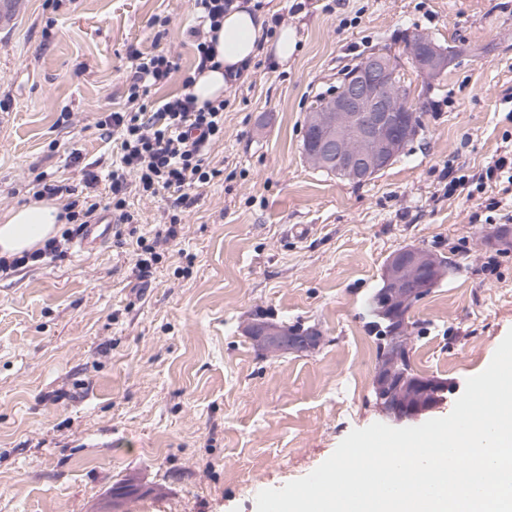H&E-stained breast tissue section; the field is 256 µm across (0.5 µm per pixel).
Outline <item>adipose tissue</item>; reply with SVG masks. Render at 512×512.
Listing matches in <instances>:
<instances>
[{
	"instance_id": "obj_1",
	"label": "adipose tissue",
	"mask_w": 512,
	"mask_h": 512,
	"mask_svg": "<svg viewBox=\"0 0 512 512\" xmlns=\"http://www.w3.org/2000/svg\"><path fill=\"white\" fill-rule=\"evenodd\" d=\"M269 26L268 12L250 0H235L216 34L218 68L196 75L191 87L198 104L222 99L233 74L247 70L258 55L270 53L280 64L288 63L296 51L295 31L282 26L272 34ZM59 213L58 205L47 199H33L1 213L0 256L9 257L41 247L58 234Z\"/></svg>"
}]
</instances>
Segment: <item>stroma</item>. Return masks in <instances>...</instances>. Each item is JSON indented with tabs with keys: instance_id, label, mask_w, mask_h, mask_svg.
Here are the masks:
<instances>
[{
	"instance_id": "1",
	"label": "stroma",
	"mask_w": 512,
	"mask_h": 512,
	"mask_svg": "<svg viewBox=\"0 0 512 512\" xmlns=\"http://www.w3.org/2000/svg\"><path fill=\"white\" fill-rule=\"evenodd\" d=\"M291 5L260 0L297 50L285 65L260 57L226 90L220 174L148 287L112 242L0 280V512H256L261 490L388 423L368 302L403 247L456 264L405 330L415 371L448 383L425 419L452 411L512 330V222L449 196L446 177L512 150V0ZM193 24L190 0H0V212L26 204L39 175L78 185L72 150L111 160L96 123L125 98L131 50L192 69ZM417 31L461 53L424 92L402 154L360 184L309 165L315 102L343 68ZM295 224L309 234L295 239ZM249 321L312 326L322 342L265 353Z\"/></svg>"
}]
</instances>
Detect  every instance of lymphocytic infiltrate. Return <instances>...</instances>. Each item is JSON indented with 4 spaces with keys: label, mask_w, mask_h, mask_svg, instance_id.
Here are the masks:
<instances>
[{
    "label": "lymphocytic infiltrate",
    "mask_w": 512,
    "mask_h": 512,
    "mask_svg": "<svg viewBox=\"0 0 512 512\" xmlns=\"http://www.w3.org/2000/svg\"><path fill=\"white\" fill-rule=\"evenodd\" d=\"M235 0H193L199 24L190 32L195 42L196 72H203L215 59L212 42L207 35L219 27L224 14ZM134 63L127 77L125 104L101 118L97 127L103 138L112 139L116 158L110 174V197L101 201L98 175L82 172V188L74 190L60 181L39 180L36 193L62 203L61 220L66 223L60 237L48 240L43 247L13 259L0 258V278L18 269L64 255L65 246L90 222L100 208L111 210L115 219L112 235L122 238L124 225L133 223L128 196L155 195L159 190L173 191L175 206L192 203V190L208 185L219 171L213 166L211 151L224 139V111L227 100L197 106L191 92V76H179L177 63L167 53H145L132 50ZM180 79L179 94L152 103L149 94L153 87ZM180 224L178 215H169L155 228L151 236H138L132 250L140 282H148L152 267L170 240L176 238Z\"/></svg>",
    "instance_id": "1"
}]
</instances>
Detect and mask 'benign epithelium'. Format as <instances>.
<instances>
[{"mask_svg": "<svg viewBox=\"0 0 512 512\" xmlns=\"http://www.w3.org/2000/svg\"><path fill=\"white\" fill-rule=\"evenodd\" d=\"M410 40L408 53L418 75L422 83L431 85L448 68L452 56L424 33L415 32ZM411 94V86L392 59L382 53L367 56L324 106L310 113L308 143L303 149L306 161L352 183L372 179L389 167L414 137V122L407 118L405 107ZM441 273L438 260L420 247L408 246L392 255L383 281L392 297L393 312L412 309L429 294V275ZM245 332L269 352L311 347L319 341L313 331L291 336L274 322L250 323Z\"/></svg>", "mask_w": 512, "mask_h": 512, "instance_id": "7a95c632", "label": "benign epithelium"}]
</instances>
